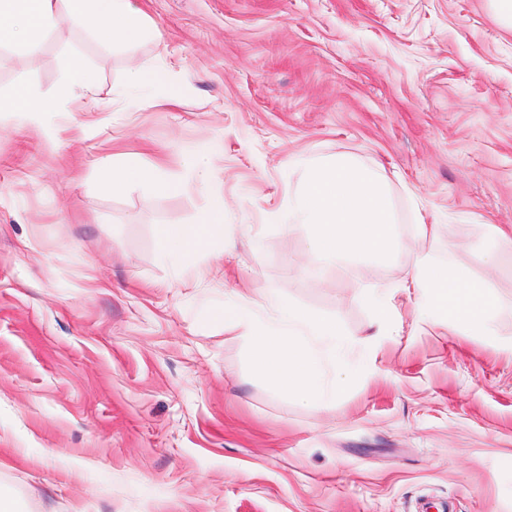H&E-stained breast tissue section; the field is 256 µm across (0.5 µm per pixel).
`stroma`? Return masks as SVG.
Listing matches in <instances>:
<instances>
[{
	"label": "stroma",
	"mask_w": 512,
	"mask_h": 512,
	"mask_svg": "<svg viewBox=\"0 0 512 512\" xmlns=\"http://www.w3.org/2000/svg\"><path fill=\"white\" fill-rule=\"evenodd\" d=\"M127 45L71 21L0 48V98L51 95L64 62L95 75L49 134L0 114V492L20 512H512V25L492 0H139ZM167 68L142 93L130 67ZM139 155L182 192L104 194L96 161ZM372 169L395 252L331 263L287 224L304 164ZM224 234L192 264L161 224L214 199ZM419 224L434 234L417 238ZM489 276L497 333L423 325L400 284L416 254ZM395 290L396 330L335 402L271 389L229 300L277 298L377 331L362 290ZM485 226L486 231L483 237L473 244L474 249L488 260H492L500 251H512V229L507 232L498 224Z\"/></svg>",
	"instance_id": "stroma-1"
}]
</instances>
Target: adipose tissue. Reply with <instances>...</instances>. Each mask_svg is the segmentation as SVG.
Listing matches in <instances>:
<instances>
[{
    "label": "adipose tissue",
    "mask_w": 512,
    "mask_h": 512,
    "mask_svg": "<svg viewBox=\"0 0 512 512\" xmlns=\"http://www.w3.org/2000/svg\"><path fill=\"white\" fill-rule=\"evenodd\" d=\"M77 23L110 42L134 43L148 33L138 0H0V46L36 47L39 37L62 21ZM94 75L79 55L65 62L63 78L50 97L28 85H17L0 112H17L30 122L44 123L48 114L89 91ZM100 187L118 195L145 186L166 195L180 191L185 178L162 173L160 166L136 157L108 156L96 163ZM288 221L312 229L315 253L324 259L344 255L380 258L396 246V218L377 174L345 158L306 165L301 190L289 198ZM224 233V202L214 200L196 223L164 225L157 245L162 256L189 263L209 242ZM420 322L454 320L481 336L496 333L498 301L488 282L467 271L416 257L413 275L403 286Z\"/></svg>",
    "instance_id": "adipose-tissue-1"
}]
</instances>
